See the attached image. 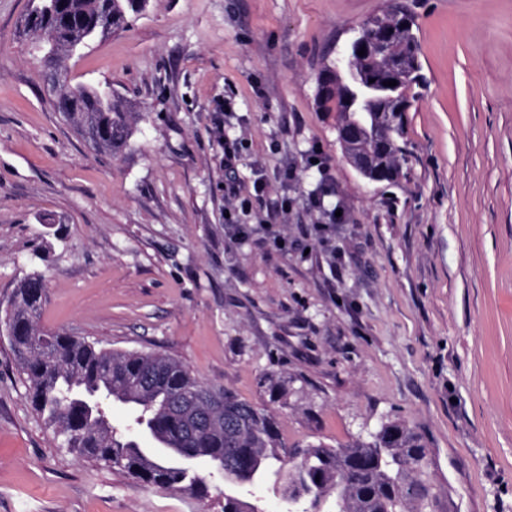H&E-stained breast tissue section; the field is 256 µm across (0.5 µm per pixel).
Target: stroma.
Listing matches in <instances>:
<instances>
[{"mask_svg": "<svg viewBox=\"0 0 512 512\" xmlns=\"http://www.w3.org/2000/svg\"><path fill=\"white\" fill-rule=\"evenodd\" d=\"M404 2L423 82L408 160L376 183L344 159L318 77L391 0H148L61 71L126 108L114 155L58 112L22 33L37 0H0V311L42 275L41 330L174 357L268 411L288 448L406 421L456 512H512V0ZM228 101L247 138L232 171ZM316 151L333 177L324 210L341 211L322 243ZM258 168L292 209L243 239L227 191L248 193ZM223 505L60 448L0 332V512Z\"/></svg>", "mask_w": 512, "mask_h": 512, "instance_id": "obj_1", "label": "stroma"}]
</instances>
